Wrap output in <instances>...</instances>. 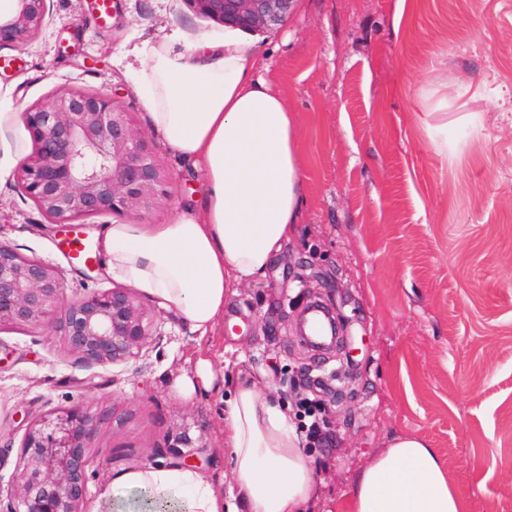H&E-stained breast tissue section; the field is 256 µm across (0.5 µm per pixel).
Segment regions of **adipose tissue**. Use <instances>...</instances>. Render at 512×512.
Wrapping results in <instances>:
<instances>
[{"label": "adipose tissue", "instance_id": "obj_1", "mask_svg": "<svg viewBox=\"0 0 512 512\" xmlns=\"http://www.w3.org/2000/svg\"><path fill=\"white\" fill-rule=\"evenodd\" d=\"M267 64L235 33L188 60L153 49L135 74L154 126L184 161L201 164L200 215L165 224H106L98 232L108 273L157 297L199 336L224 316L234 286L259 280L294 233L302 169L292 116L269 88ZM231 491L191 467L159 463L112 473L94 512H300L315 492L302 436L285 409L251 381L224 408ZM432 448L395 438L362 471L353 512H461Z\"/></svg>", "mask_w": 512, "mask_h": 512}]
</instances>
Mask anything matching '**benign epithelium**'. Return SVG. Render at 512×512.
I'll return each mask as SVG.
<instances>
[{
    "instance_id": "obj_1",
    "label": "benign epithelium",
    "mask_w": 512,
    "mask_h": 512,
    "mask_svg": "<svg viewBox=\"0 0 512 512\" xmlns=\"http://www.w3.org/2000/svg\"><path fill=\"white\" fill-rule=\"evenodd\" d=\"M0 11V47L31 42L43 27L48 0H9ZM196 14L222 26L271 31L294 0H186ZM31 148L14 182L45 220L81 229L101 214L146 216L168 196L172 181L152 140L113 97L63 87L47 106L21 113ZM62 270L0 243V326L41 329L88 367L126 363L153 336L152 316L131 288L87 291L56 317L64 299ZM104 424L84 402L28 424L17 456L16 483L0 485L8 512H86L88 465Z\"/></svg>"
}]
</instances>
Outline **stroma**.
Wrapping results in <instances>:
<instances>
[{"instance_id": "1", "label": "stroma", "mask_w": 512, "mask_h": 512, "mask_svg": "<svg viewBox=\"0 0 512 512\" xmlns=\"http://www.w3.org/2000/svg\"><path fill=\"white\" fill-rule=\"evenodd\" d=\"M224 34L185 0H112L105 27L91 0H49L36 40L0 48V243L59 266L67 297L111 288L104 266L69 262L17 188L20 114L64 86L113 96L171 170L146 218L167 223L205 181L155 131L127 65L164 42L188 58ZM242 37L295 119L294 234L210 336L147 298L155 332L125 364L89 368L43 331L0 328V484L28 423L82 399L106 417L90 500L159 448L230 486L223 397L246 379L293 405L303 370L330 377L320 396L334 407L330 446L306 451L316 489L303 512H353L359 474L405 434L435 450L463 512H512V0H297L278 30ZM312 301L340 318L336 350L295 333ZM204 361L211 389L183 399L177 383Z\"/></svg>"}]
</instances>
